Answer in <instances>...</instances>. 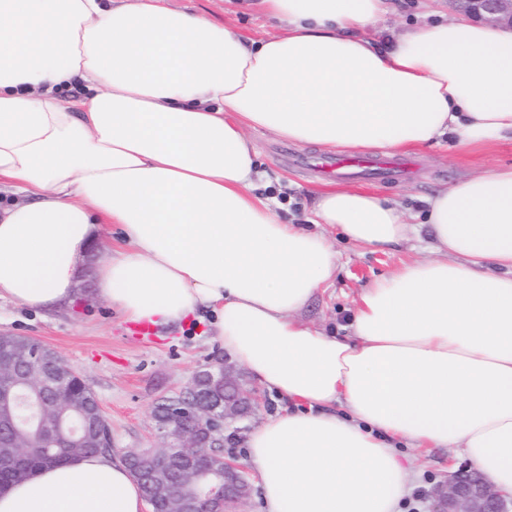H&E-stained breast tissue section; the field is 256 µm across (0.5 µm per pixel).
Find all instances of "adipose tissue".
Wrapping results in <instances>:
<instances>
[{"instance_id":"1","label":"adipose tissue","mask_w":512,"mask_h":512,"mask_svg":"<svg viewBox=\"0 0 512 512\" xmlns=\"http://www.w3.org/2000/svg\"><path fill=\"white\" fill-rule=\"evenodd\" d=\"M259 41L166 0H0V299L72 302L103 225L100 294L124 321L189 324L284 407L247 434L264 512H397L401 445L456 448L512 493V166L426 200L435 258L355 302L351 334L300 312L336 273L283 222L249 131L390 154L442 136L512 140V32L430 22L361 36L389 0H258ZM309 223L386 251L419 224L387 199L316 198ZM124 459L86 455L0 491V512H144Z\"/></svg>"}]
</instances>
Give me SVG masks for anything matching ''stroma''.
<instances>
[{"instance_id": "1", "label": "stroma", "mask_w": 512, "mask_h": 512, "mask_svg": "<svg viewBox=\"0 0 512 512\" xmlns=\"http://www.w3.org/2000/svg\"><path fill=\"white\" fill-rule=\"evenodd\" d=\"M167 4L196 12L252 40L286 31L285 25L262 15L253 0H167ZM458 16L456 0H392L391 12L362 34L376 41L389 30L400 32ZM253 139L259 169L277 177L291 199L288 207L279 209L280 218L322 234L338 254L335 277L301 314L307 325L336 336L348 334L354 300L362 288L393 271L401 261L428 258L432 251L427 235L422 234L397 249L370 252L343 239L336 228L307 224L313 199L327 193L362 192L390 198L401 211L421 215L426 211V197L436 190L512 164L511 140L457 147L444 139L398 151V158L413 163L411 175L374 172L360 179H336L319 170L317 163L325 156L320 149L289 143L271 132L254 133ZM82 278L89 284L86 292L73 304L56 309L1 299L0 334L36 339L69 362L103 406L114 454L157 447L153 417L157 403L185 387L196 372L223 362L224 352L212 337L190 324L157 327L151 335H139L137 324L124 321L93 288V266H85ZM404 455L413 479L400 512H425L430 492L464 459L454 448H408Z\"/></svg>"}]
</instances>
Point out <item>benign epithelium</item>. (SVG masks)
Segmentation results:
<instances>
[{
    "label": "benign epithelium",
    "mask_w": 512,
    "mask_h": 512,
    "mask_svg": "<svg viewBox=\"0 0 512 512\" xmlns=\"http://www.w3.org/2000/svg\"><path fill=\"white\" fill-rule=\"evenodd\" d=\"M461 13L491 28L512 30V0H460ZM48 392L54 404L67 399V389L52 380L41 368L37 350L24 349L10 357L0 356V407L30 404L32 396ZM262 403L255 387H246L240 370L229 360L216 371L196 373L190 384L173 397L163 399L154 411L157 448L132 451L128 463L142 475L153 492L146 495L150 504L168 486L180 490L176 496L178 512H232L247 499L252 483L247 470L224 457V433L238 431L234 424L247 418ZM103 426L102 446L112 447V435L102 407L67 426L73 443L83 435L86 422ZM11 425H26L49 450L57 446L52 431L41 416L10 418ZM14 455L7 471L0 468V481L25 471L26 455ZM428 512H512L508 498L468 467L448 473L445 484L430 495Z\"/></svg>",
    "instance_id": "obj_1"
}]
</instances>
